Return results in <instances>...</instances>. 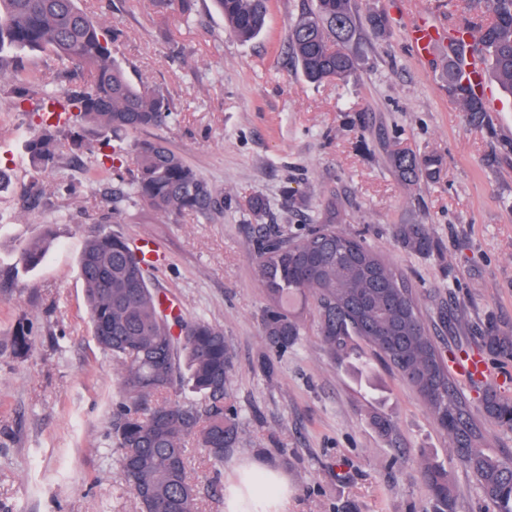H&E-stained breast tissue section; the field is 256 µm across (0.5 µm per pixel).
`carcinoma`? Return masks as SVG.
<instances>
[{
	"label": "carcinoma",
	"instance_id": "carcinoma-1",
	"mask_svg": "<svg viewBox=\"0 0 512 512\" xmlns=\"http://www.w3.org/2000/svg\"><path fill=\"white\" fill-rule=\"evenodd\" d=\"M310 2L288 37L302 74L312 83L351 78L355 57L338 45L356 35L354 0ZM214 3L239 40L248 41L263 30L268 0ZM470 25L475 36L460 32L448 42V93L461 99L464 111L477 115L485 111L483 86L462 82L466 57L471 48L480 49L488 81L512 93V0H488V13L471 18ZM112 42L78 0H0V77L17 55L34 50L52 51L85 70L89 84L64 89L65 102L103 138L130 137L134 170L128 195L164 217L208 214L218 205L216 189L167 142L140 137L169 122L173 112L160 90L131 82L112 55ZM58 133L59 127L43 125L27 141L32 166L41 174L52 172L62 160ZM393 164L404 182L416 183L427 162L401 152L393 156ZM110 222L118 223L117 215L89 232L78 274L93 336L120 369L122 402L115 422L120 469L141 512H196L188 444L220 464L238 442V413L224 408L234 356L222 328L204 317L184 320L161 309L146 263L123 235L105 228ZM397 237L415 252L432 247L422 224L401 225ZM54 238L47 225L40 239L26 244L24 268L39 266ZM251 277L266 298L262 333L273 345L286 348L294 342L301 330L300 306L313 300L327 352L366 372L369 364L354 354L352 341L367 345L414 389L482 495L500 512H512V458L485 447L484 434L453 385L414 289L362 239L336 229L335 212L302 236H262L254 246ZM182 366L201 401L168 397L177 391ZM482 411L512 431V397L487 390ZM422 474L435 512H448L455 500L448 471L427 462Z\"/></svg>",
	"mask_w": 512,
	"mask_h": 512
}]
</instances>
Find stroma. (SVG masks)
I'll list each match as a JSON object with an SVG mask.
<instances>
[{"label": "stroma", "mask_w": 512, "mask_h": 512, "mask_svg": "<svg viewBox=\"0 0 512 512\" xmlns=\"http://www.w3.org/2000/svg\"><path fill=\"white\" fill-rule=\"evenodd\" d=\"M303 0H269L266 27L243 43L211 0L191 15L160 0H80L121 36L113 48L132 82L160 89L174 119L158 129L222 194L211 215L162 217L126 197L132 163L93 183L87 171L109 151L94 127L92 150L63 148L61 167L37 174L26 143L41 120L56 123L57 101L36 79L64 64L49 51L18 60L31 78L17 101L0 79V512H139L116 462L113 421L118 368L97 346L77 259L88 231L118 214L115 232L148 237L164 255L150 282L185 319L223 328L235 358L231 404L240 439L216 466L189 450L199 512H225L230 478L245 465L278 472L288 512H433L425 461L445 467L455 512H494L457 462L449 439L415 391L381 362L363 375L333 358L317 334L314 305L287 351L260 327L265 295L251 278V248L266 231L298 233L336 202L338 229L361 236L415 289L457 390L489 448L512 455V431L486 420L482 385L512 397V357L482 353L481 336L512 335V97L470 117L448 93L447 46L419 57L408 38L418 19H447L444 0H357L361 35L348 46L358 69L348 82L310 83L297 68L288 32ZM388 19L371 29V15ZM406 150L432 158L430 174L400 180L392 163ZM266 204L253 217L254 198ZM56 236L42 264L25 270L21 244L44 225ZM425 225L434 247L404 249L395 229ZM34 341L12 349L18 327ZM481 356L486 378L458 368ZM395 423L378 434L369 414Z\"/></svg>", "instance_id": "obj_1"}]
</instances>
